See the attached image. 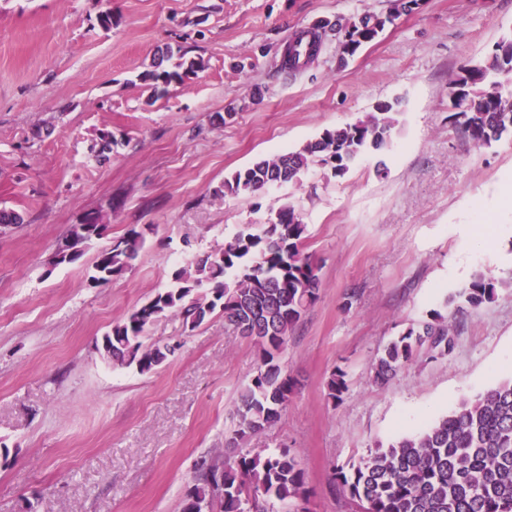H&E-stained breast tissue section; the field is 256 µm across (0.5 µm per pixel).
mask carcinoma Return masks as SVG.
<instances>
[{"instance_id":"carcinoma-1","label":"carcinoma","mask_w":512,"mask_h":512,"mask_svg":"<svg viewBox=\"0 0 512 512\" xmlns=\"http://www.w3.org/2000/svg\"><path fill=\"white\" fill-rule=\"evenodd\" d=\"M389 19L372 13L340 26L357 31L362 22ZM312 37L317 52L322 34L302 32L284 55L282 69L300 67L301 38ZM203 67L200 60L178 63L169 71L143 75L154 93ZM462 84L463 95L451 99L454 126L475 147L490 148L512 138V36L503 37L482 60L459 68L450 86ZM397 103H384L354 123L326 128L313 141L283 154L261 158L224 181L232 194L256 195L282 180L298 181L315 165L344 175L370 150L389 146L398 120ZM307 225L286 204L271 221L249 224L225 240L224 248L176 269L169 288L130 313L105 334L102 346L112 362L136 366L140 373L158 368L179 344L143 342L150 324L177 317L184 329L199 327L219 310L224 324L258 347L260 365L241 395L236 424L226 439L232 455L222 463H198L196 483L187 493L183 512H197L213 498L217 480L224 485L221 512H267L277 502L282 512H309L305 472L286 448L274 452L242 444L275 426L285 411L294 383L281 364L288 336L318 299L319 267L302 246ZM145 232L130 228L93 262L91 281L107 284L125 273L144 249ZM497 282L483 274L450 302L457 310L477 309L491 301ZM453 323L436 311L431 319L411 324L382 351L374 364L375 379L393 377L425 348L445 353L452 347ZM348 388L346 372L336 370L327 382L328 396L339 401ZM334 481L363 512H512V378L459 404L450 414L418 433L378 447L349 468L337 467Z\"/></svg>"}]
</instances>
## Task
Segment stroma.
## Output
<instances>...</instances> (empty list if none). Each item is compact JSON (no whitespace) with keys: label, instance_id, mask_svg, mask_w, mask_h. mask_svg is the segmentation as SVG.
<instances>
[{"label":"stroma","instance_id":"1","mask_svg":"<svg viewBox=\"0 0 512 512\" xmlns=\"http://www.w3.org/2000/svg\"><path fill=\"white\" fill-rule=\"evenodd\" d=\"M389 0H0V512H182L201 458L223 459L239 394L259 365L215 313L169 316L146 343H179L155 372L99 347L113 323L169 288L176 268L293 205L321 288L281 360L295 382L281 420L249 440L289 448L310 512H361L336 467L414 434L512 378V139L472 146L450 122L449 80L506 35L512 0H421L350 59L327 32L289 75L284 47L318 21L384 13ZM111 12V29L98 17ZM203 66L155 95L166 53ZM398 104L390 147L341 177L314 167L259 195H219L254 160L297 149L376 105ZM226 122H218V115ZM117 139L97 162L99 133ZM106 224L74 264L50 260L72 225ZM147 243L106 285L96 253L130 227ZM495 299L457 312L475 272ZM452 316L448 354L420 351L376 382L379 352L431 311ZM341 401L328 397L336 369Z\"/></svg>","mask_w":512,"mask_h":512}]
</instances>
